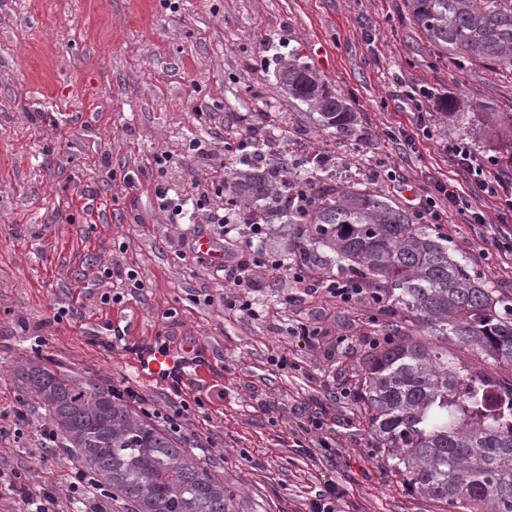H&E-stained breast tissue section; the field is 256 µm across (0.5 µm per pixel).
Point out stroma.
<instances>
[{"label": "stroma", "mask_w": 512, "mask_h": 512, "mask_svg": "<svg viewBox=\"0 0 512 512\" xmlns=\"http://www.w3.org/2000/svg\"><path fill=\"white\" fill-rule=\"evenodd\" d=\"M289 56L352 103L353 137L284 97L276 69ZM458 99L512 113V79L449 62L403 0H0V471L40 453L44 412L14 382L34 360L185 408L178 437L223 477L234 512H309L329 480L340 512H439L391 473L355 399L363 358L387 341L371 294L342 303L260 275L253 318L228 309L236 289L187 243L214 235L224 198L209 188L225 142L245 134L270 162L330 152L337 181L400 203L392 169L421 197L466 186L445 149L456 131L441 123ZM160 183L209 196L176 220ZM472 202L484 224L451 210L439 232L510 295L495 241L512 217ZM115 266L143 289L108 278ZM117 321L205 363L208 383L142 377L131 350L102 340Z\"/></svg>", "instance_id": "stroma-1"}]
</instances>
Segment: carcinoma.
Instances as JSON below:
<instances>
[{
    "label": "carcinoma",
    "instance_id": "obj_1",
    "mask_svg": "<svg viewBox=\"0 0 512 512\" xmlns=\"http://www.w3.org/2000/svg\"><path fill=\"white\" fill-rule=\"evenodd\" d=\"M439 52L512 76V0H404ZM288 97L315 110L334 134H354L356 112L295 57L281 64ZM224 200L246 224L285 219L299 239L293 260L349 286L391 299L393 340L364 357L357 398L391 469L451 512H512V379L448 354L454 340L491 364L512 368V297L471 273L448 240L392 198L332 178L319 154L293 177L238 159ZM22 396L44 408L51 430L99 487L132 512H232L224 480L171 432L138 415L117 388L27 362L15 373Z\"/></svg>",
    "mask_w": 512,
    "mask_h": 512
}]
</instances>
